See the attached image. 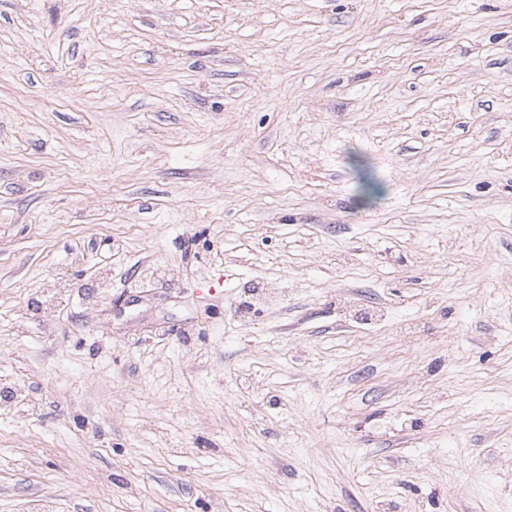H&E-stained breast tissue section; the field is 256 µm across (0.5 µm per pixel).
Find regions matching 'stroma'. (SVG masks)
<instances>
[{
  "label": "stroma",
  "mask_w": 512,
  "mask_h": 512,
  "mask_svg": "<svg viewBox=\"0 0 512 512\" xmlns=\"http://www.w3.org/2000/svg\"><path fill=\"white\" fill-rule=\"evenodd\" d=\"M0 512H512V0H0Z\"/></svg>",
  "instance_id": "35a3bbf8"
}]
</instances>
